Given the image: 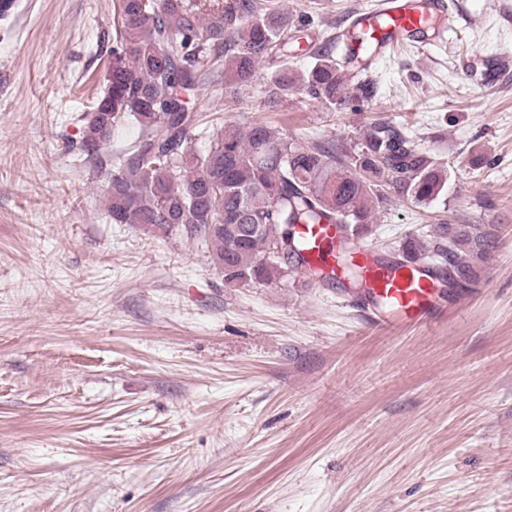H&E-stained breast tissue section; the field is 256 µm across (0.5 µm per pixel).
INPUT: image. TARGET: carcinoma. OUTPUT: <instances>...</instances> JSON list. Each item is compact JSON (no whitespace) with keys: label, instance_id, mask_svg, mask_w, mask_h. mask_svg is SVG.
Segmentation results:
<instances>
[{"label":"carcinoma","instance_id":"obj_1","mask_svg":"<svg viewBox=\"0 0 512 512\" xmlns=\"http://www.w3.org/2000/svg\"><path fill=\"white\" fill-rule=\"evenodd\" d=\"M112 61L103 94L84 113L79 149L90 159L126 121L138 139L112 156L104 211L114 224L152 232L184 233L210 248L224 283L242 286L301 274L326 282L322 267L304 254L302 224L337 223L349 287L360 271L349 233L371 232L372 202L387 191L425 207L445 195L448 171L418 143L412 130L390 121L370 123L348 151L329 140L290 141L264 123L226 124L201 154L188 149L196 127L188 96L224 71V86L249 88L259 65L281 55L270 76L275 99L305 94L331 109L369 102L376 84L348 83L330 53L302 68L307 24L276 0H115ZM498 243L493 224L442 222L404 238L398 254L451 269L448 285L477 277V264Z\"/></svg>","mask_w":512,"mask_h":512}]
</instances>
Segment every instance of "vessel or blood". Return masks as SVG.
Returning <instances> with one entry per match:
<instances>
[{
  "label": "vessel or blood",
  "mask_w": 512,
  "mask_h": 512,
  "mask_svg": "<svg viewBox=\"0 0 512 512\" xmlns=\"http://www.w3.org/2000/svg\"><path fill=\"white\" fill-rule=\"evenodd\" d=\"M353 25L367 37L369 58L412 43L426 50L448 38L453 30L448 0H373L354 17ZM307 255L342 280L344 270L336 227L308 224L300 229ZM375 247L357 244L358 260L368 287L367 306L376 324L418 323L438 312L447 296L445 283L421 266H391L378 262Z\"/></svg>",
  "instance_id": "vessel-or-blood-1"
}]
</instances>
